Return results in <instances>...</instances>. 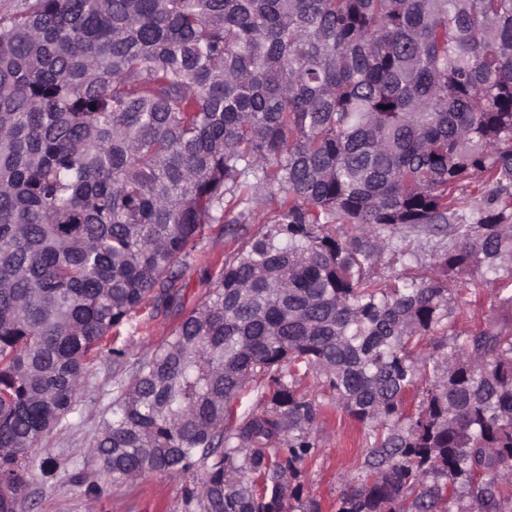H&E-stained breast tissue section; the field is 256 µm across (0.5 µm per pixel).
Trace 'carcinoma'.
<instances>
[{
  "mask_svg": "<svg viewBox=\"0 0 512 512\" xmlns=\"http://www.w3.org/2000/svg\"><path fill=\"white\" fill-rule=\"evenodd\" d=\"M259 222L117 383L89 461L176 512H322L315 376L364 428L336 512H512V0H11L0 10V512L102 343L207 224ZM448 238L409 278L373 273ZM261 394L250 409L241 396ZM495 288H499L498 284L487 285L479 288V290H471V293L464 295L468 313L452 314L456 331L467 334V331L478 327L484 320L497 313L499 295Z\"/></svg>",
  "mask_w": 512,
  "mask_h": 512,
  "instance_id": "carcinoma-1",
  "label": "carcinoma"
}]
</instances>
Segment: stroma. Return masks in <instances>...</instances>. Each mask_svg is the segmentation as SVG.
<instances>
[{"label":"stroma","mask_w":512,"mask_h":512,"mask_svg":"<svg viewBox=\"0 0 512 512\" xmlns=\"http://www.w3.org/2000/svg\"><path fill=\"white\" fill-rule=\"evenodd\" d=\"M235 247L222 225L206 227L196 245L197 259L177 266V285L181 290L180 305L165 308L155 299H148L112 338V347L124 350L121 364H113L110 350H102L91 375L92 389L76 409L44 444L43 451L68 464L67 473L52 480H35L28 489L27 512H175L181 496V479L158 472H148L137 479L113 484L111 477L97 475L101 486L99 496L91 497L84 484L74 481L73 473L81 471L87 461L89 443L98 432L105 412L112 402L115 381L132 370L144 356L151 354L168 336L173 325L190 311L200 307L210 277L217 268L200 263L203 255L221 257ZM439 248L436 241L423 245L412 261L387 252L379 256L376 272L385 279L414 273L420 266L431 264ZM467 311L455 316V329L467 333L496 314L498 293L487 285L465 296ZM361 425L346 412L333 408L318 415L312 436L318 448L314 459L304 466L300 477L304 496L317 499L322 512H336L335 503L345 489L344 473L354 471L361 446Z\"/></svg>","instance_id":"1"}]
</instances>
